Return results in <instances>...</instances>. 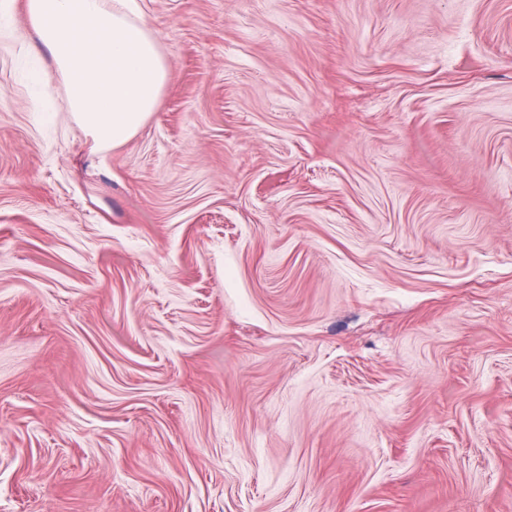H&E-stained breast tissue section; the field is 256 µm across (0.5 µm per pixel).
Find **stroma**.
Returning <instances> with one entry per match:
<instances>
[{
  "instance_id": "35a3bbf8",
  "label": "stroma",
  "mask_w": 512,
  "mask_h": 512,
  "mask_svg": "<svg viewBox=\"0 0 512 512\" xmlns=\"http://www.w3.org/2000/svg\"><path fill=\"white\" fill-rule=\"evenodd\" d=\"M136 2L114 148L0 37V512H512V0Z\"/></svg>"
}]
</instances>
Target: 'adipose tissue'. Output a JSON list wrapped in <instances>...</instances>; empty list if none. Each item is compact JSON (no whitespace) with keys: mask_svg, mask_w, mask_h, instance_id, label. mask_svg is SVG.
Masks as SVG:
<instances>
[{"mask_svg":"<svg viewBox=\"0 0 512 512\" xmlns=\"http://www.w3.org/2000/svg\"><path fill=\"white\" fill-rule=\"evenodd\" d=\"M33 52L64 81L71 117L101 148L132 138L169 80L162 44L135 0H25Z\"/></svg>","mask_w":512,"mask_h":512,"instance_id":"obj_1","label":"adipose tissue"}]
</instances>
